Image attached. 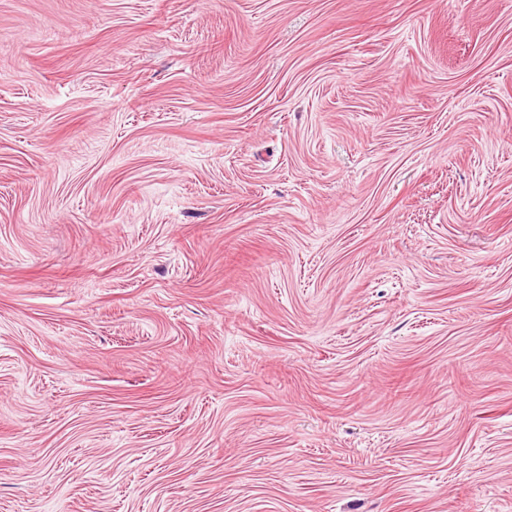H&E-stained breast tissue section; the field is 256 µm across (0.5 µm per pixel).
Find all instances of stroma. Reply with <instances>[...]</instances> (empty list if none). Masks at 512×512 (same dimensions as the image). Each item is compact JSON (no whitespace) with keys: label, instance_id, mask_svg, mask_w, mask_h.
I'll return each instance as SVG.
<instances>
[{"label":"stroma","instance_id":"obj_1","mask_svg":"<svg viewBox=\"0 0 512 512\" xmlns=\"http://www.w3.org/2000/svg\"><path fill=\"white\" fill-rule=\"evenodd\" d=\"M0 512H512V0H0Z\"/></svg>","mask_w":512,"mask_h":512}]
</instances>
